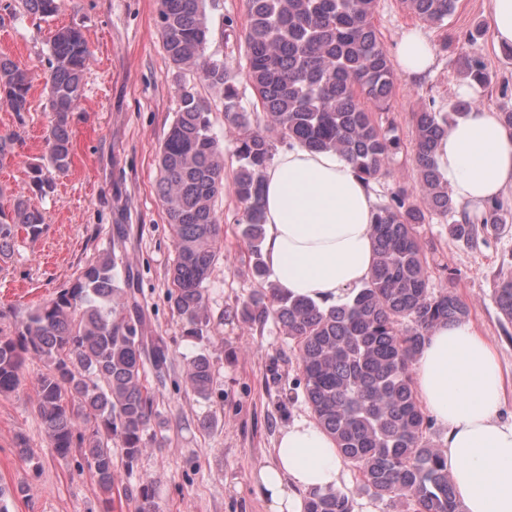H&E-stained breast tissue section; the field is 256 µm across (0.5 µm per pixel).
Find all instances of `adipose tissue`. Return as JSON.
Returning a JSON list of instances; mask_svg holds the SVG:
<instances>
[{
	"instance_id": "1",
	"label": "adipose tissue",
	"mask_w": 512,
	"mask_h": 512,
	"mask_svg": "<svg viewBox=\"0 0 512 512\" xmlns=\"http://www.w3.org/2000/svg\"><path fill=\"white\" fill-rule=\"evenodd\" d=\"M434 48L420 29L403 30L394 60L410 81L430 72ZM453 198L484 208L512 190V130L493 107L457 118L435 152ZM263 255L268 279L284 295L320 306L350 299L374 262L376 200L354 165L333 150L289 142L263 172ZM416 392L442 424V449L462 512H512V416L502 408L512 381L494 344L469 321L433 328L414 366ZM345 466L315 421L284 428L271 460L251 479L268 512H305L310 491L340 488Z\"/></svg>"
}]
</instances>
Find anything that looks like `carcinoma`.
I'll return each instance as SVG.
<instances>
[{
	"label": "carcinoma",
	"mask_w": 512,
	"mask_h": 512,
	"mask_svg": "<svg viewBox=\"0 0 512 512\" xmlns=\"http://www.w3.org/2000/svg\"><path fill=\"white\" fill-rule=\"evenodd\" d=\"M64 0H21L25 13L49 18ZM420 20L440 25L456 0H403ZM159 32L179 92L180 107L157 155V193L171 228L175 256L168 293L185 336L201 340L210 324L205 284L220 257L215 198L224 190V150L211 130V109L181 80L194 69L220 96L224 119L236 134L235 194L244 205L241 234L251 254L256 289L232 314L262 328L279 324L304 380V399L317 425L336 442L339 454L359 473L360 490L404 506L401 512H460L442 449L426 437L430 419L420 406L413 365L430 330L458 322L468 306L445 287H428L429 264L417 227L436 212L450 220L449 234L469 246L498 235L512 214L500 202L479 214L457 205L439 182L433 153L448 131V116L470 107L457 101L450 112L423 107L414 113L416 194L400 192L377 208L373 224L375 263L347 302L320 308L278 293L265 283L261 243L262 174L276 143L298 140L315 150L334 149L373 182L386 175L401 150L400 139L382 128L379 111L390 106L394 71L373 24L376 0H246L245 76L261 115L239 99V72L206 55L212 28L206 0H157ZM91 52L83 33L57 29L50 41L47 95L50 120L44 164L32 167V182L46 196L50 168L63 173L73 163L71 116L84 88ZM462 73L478 85L490 83L484 63L465 57ZM31 80L25 68L0 56V104L23 120ZM44 215L23 197L0 195V269L12 259L20 236L43 231ZM112 252L88 262L75 282L0 328V394L15 392L29 366L36 375L35 411L56 456L78 458L92 472L111 512L113 441L130 466L166 426L147 374L161 378L171 357L166 340L142 332L144 315L135 278H117ZM494 300L512 324V272L501 271ZM186 389L210 397L209 357L198 353L182 373ZM135 512H155L144 486L125 490ZM306 512H353L341 490L309 493Z\"/></svg>",
	"instance_id": "1"
}]
</instances>
